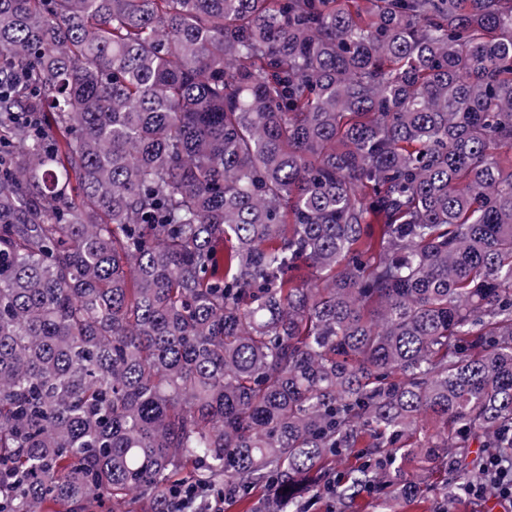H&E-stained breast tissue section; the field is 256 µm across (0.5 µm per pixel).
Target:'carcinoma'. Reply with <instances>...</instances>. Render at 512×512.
I'll return each instance as SVG.
<instances>
[{
    "label": "carcinoma",
    "mask_w": 512,
    "mask_h": 512,
    "mask_svg": "<svg viewBox=\"0 0 512 512\" xmlns=\"http://www.w3.org/2000/svg\"><path fill=\"white\" fill-rule=\"evenodd\" d=\"M21 70L0 512L417 507L408 464L512 460V0H0ZM174 512H242L240 505H230L224 500V492L215 494L207 487L182 485L171 490ZM221 504L223 509L221 510ZM389 489L377 487L374 490L362 493L351 508L343 509L330 500H308L305 510L309 512L343 511L346 512H382L387 502Z\"/></svg>",
    "instance_id": "carcinoma-1"
}]
</instances>
